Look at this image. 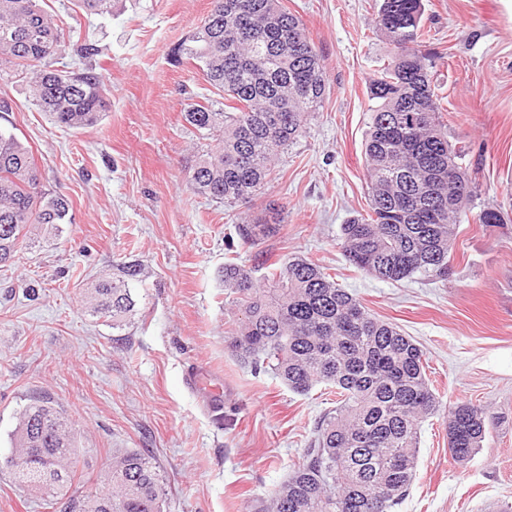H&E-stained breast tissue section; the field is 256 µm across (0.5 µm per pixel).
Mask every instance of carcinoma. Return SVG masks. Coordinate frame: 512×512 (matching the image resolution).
Returning a JSON list of instances; mask_svg holds the SVG:
<instances>
[{
    "label": "carcinoma",
    "mask_w": 512,
    "mask_h": 512,
    "mask_svg": "<svg viewBox=\"0 0 512 512\" xmlns=\"http://www.w3.org/2000/svg\"><path fill=\"white\" fill-rule=\"evenodd\" d=\"M119 0H78L88 16L110 15ZM174 55L199 63L204 80L233 103L219 112L194 103L184 118L218 133L189 172L190 190L232 204L262 193L282 149L301 135L322 106L323 59L300 20L280 0H223ZM422 0H382L377 24L392 46L390 60L369 84L372 110L364 143L367 216L341 225V247L357 270L383 281L413 275L448 278L450 252L476 186L448 141L431 88L435 56L420 49ZM61 28L40 0H0V73L26 74V92L56 125L99 122L107 100L104 76L92 64L98 47L84 42L83 68L54 67L66 52ZM70 201L42 189L31 149L0 132V264L20 242L53 239L69 223ZM269 218L238 225L254 243L276 230ZM253 270L227 263L224 288L240 318L228 347L244 363L270 372L298 394L336 387V408L288 475L254 512H394L415 477L422 421L440 411L423 351L395 325L372 313L306 257L294 255ZM138 260L123 261L84 289L85 312L125 326L136 312ZM487 433L483 409H448V447L463 461ZM8 472L48 509L76 475L77 437L49 399L26 405L11 434ZM106 491L70 498L59 512H166V487L153 458L137 448L112 451Z\"/></svg>",
    "instance_id": "obj_1"
}]
</instances>
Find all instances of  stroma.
Returning a JSON list of instances; mask_svg holds the SVG:
<instances>
[{"label":"stroma","mask_w":512,"mask_h":512,"mask_svg":"<svg viewBox=\"0 0 512 512\" xmlns=\"http://www.w3.org/2000/svg\"><path fill=\"white\" fill-rule=\"evenodd\" d=\"M210 0H122L87 16L74 0H45L62 29L67 68L78 37L110 92L96 125H53L12 77L0 81V129L31 146L44 186L71 203L50 241L23 243L0 267V457L12 453L17 413L32 399L62 404L77 434L73 490L101 488L116 448L156 461L167 512H253L301 460L335 388L294 393L254 373L226 341L238 318L220 272L307 257L424 351L444 406L479 404L489 432L458 461L444 415L420 427L416 476L398 512H496L512 504V18L502 0H424L427 47L443 59L432 87L452 144L477 192L463 216L447 279L381 281L354 269L340 228L368 211L364 140L375 102L368 86L390 47L376 26L379 0H282L324 60L326 98L305 133L281 152L264 193L227 206L194 195L187 176L213 136L184 119L190 104L223 109L195 62L172 51ZM281 208L279 230L253 244L237 227ZM503 221L479 223L484 209ZM136 258L147 278L121 330L88 316L82 293L113 264ZM224 391L210 411L188 369Z\"/></svg>","instance_id":"stroma-1"}]
</instances>
